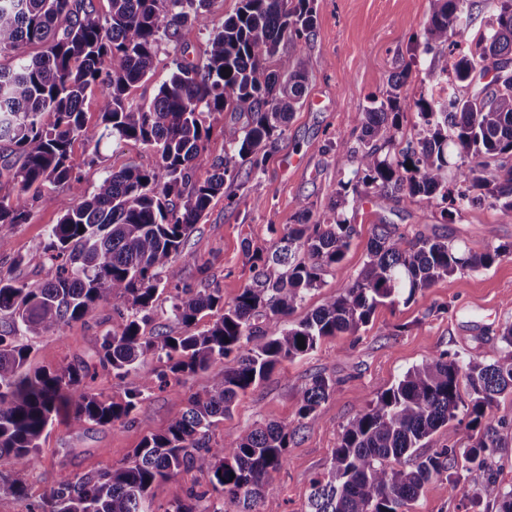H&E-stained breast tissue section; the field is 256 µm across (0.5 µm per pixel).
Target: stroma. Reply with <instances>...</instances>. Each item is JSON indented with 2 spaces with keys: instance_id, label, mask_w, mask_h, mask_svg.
Instances as JSON below:
<instances>
[{
  "instance_id": "obj_1",
  "label": "stroma",
  "mask_w": 512,
  "mask_h": 512,
  "mask_svg": "<svg viewBox=\"0 0 512 512\" xmlns=\"http://www.w3.org/2000/svg\"><path fill=\"white\" fill-rule=\"evenodd\" d=\"M315 27L301 57L307 71L302 106L285 132L268 149L259 170L249 178L229 179L223 193L212 198L186 240L193 263L182 265L179 281L194 290H217L232 302L255 274L254 253L270 256L280 236L297 221V203L306 200L314 218L330 215L336 192L347 180L354 161L336 153L337 141L359 144L364 110L385 97L393 76L410 67L406 88L417 93L429 63L422 51V32L430 13L429 0H310ZM173 47L160 43L151 73L127 92L132 103L149 106L172 71ZM231 111L204 115L211 134L193 162L196 179L208 177L214 160L224 153V141L243 125ZM70 163L86 190H94L106 175L130 166L155 168L159 157L147 145L108 142L93 145L75 139ZM30 218L6 232L0 250V274L28 282H47L55 268L42 258L48 233L75 200L66 186L44 184L31 188ZM357 233L343 260L324 276L320 288L292 314L300 321L342 285L361 273L375 225H389L405 239L444 237L449 242L483 253L512 245V213L480 203L454 220L443 219L434 201L398 202L387 194H368L367 203L347 211ZM176 291L166 287L148 313L146 335L200 331L216 319L201 312L192 328L171 315ZM512 323V259L487 269L456 273L439 279L425 296L407 303H382L369 323L356 333L323 338L311 353L282 360L270 375L239 394L232 412L214 425L210 442L221 445L245 430L278 423L294 429L283 466L273 473L274 491L261 497L255 512H307L311 483L326 471L347 423L405 372L435 353L446 351L469 360H490L501 329ZM110 307L93 315L30 338L26 367L34 371L67 363L87 362L89 391L125 399L128 381L102 368L97 352L102 337L117 330ZM234 357L215 359L208 370L176 379L140 401L129 424L117 427L87 424L70 428L65 417L55 418L39 441V463L26 480L28 497L0 492V512H28L32 500L74 475L111 469L124 462L133 448L153 434L163 433L185 407L186 399L204 393L213 374L234 366ZM323 376L335 391L318 409L315 422L301 424L298 387ZM506 449L489 461L493 479L475 488L450 491L445 479L428 482L412 512H497L501 495L512 490V430L505 432ZM197 470L184 469L157 482L150 493L151 512H169L185 500L189 489L204 483Z\"/></svg>"
}]
</instances>
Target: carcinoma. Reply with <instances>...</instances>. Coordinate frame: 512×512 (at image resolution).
I'll return each mask as SVG.
<instances>
[{"instance_id":"cac0c4a2","label":"carcinoma","mask_w":512,"mask_h":512,"mask_svg":"<svg viewBox=\"0 0 512 512\" xmlns=\"http://www.w3.org/2000/svg\"><path fill=\"white\" fill-rule=\"evenodd\" d=\"M209 2L110 0L103 17L93 0H0V54L28 43L45 46L38 56L0 67V140L24 157L13 173L17 194L0 199V226L27 223V193L35 185L61 184L78 199L43 248L56 264L52 280L0 275V461L11 471L0 477V492L28 496L24 476L36 467L38 441L60 411L74 427L126 423L155 383L148 359L164 358L172 374L186 376L237 353L235 366L215 374L203 394L189 396L165 433L144 438L118 467L50 489L30 512H146L154 483L183 469L207 475L213 490L224 492L239 512H253L272 489L270 475L282 467L291 434L269 424L212 446L211 427L229 414L239 394L266 379L281 360L313 351L322 338L357 332L380 303H407L442 277L512 258V246L473 253L445 238L394 239L387 225L378 224L360 275L297 324L281 325L342 261L357 233L344 212L363 193L390 191L409 203L436 199L447 219L476 201L512 212V167L501 162L512 156V0H498L468 48L451 56L448 35L468 16L467 0H430L423 29V51L431 55L427 86L409 98L401 94L408 73L396 77L386 99L364 110L358 148L339 143L356 167L340 183L332 216L312 223L307 204L299 201L297 223L230 304L215 290L179 287L178 262L193 259L184 254L185 241L211 198L224 180L242 176L243 165L251 172L260 168L261 152L283 134L305 95L300 57L279 58L273 71L268 61L282 40L298 47L314 26L310 0H240L236 14L211 30L203 64L173 59L171 76L150 106L132 104L126 93L151 72L160 42L180 51L183 26H208ZM477 76L490 81L466 92ZM99 84L110 91L99 128L90 130L81 105ZM226 109L246 116V125L224 142L213 173L195 181L193 161L210 136L201 116ZM412 109L421 118L417 137L394 153L385 151L404 136L402 117ZM47 114L54 117L50 125L43 121ZM77 137L97 146L104 140L151 146L164 178L131 166L105 176L88 194L69 164ZM164 282L178 289L171 306L176 321L190 326L208 309L218 312L215 322L182 336L146 335L147 312ZM101 305L112 307L120 331L103 336L100 364L120 380L138 375L122 403L86 391L82 365L28 371L30 348L20 342L82 320ZM334 390L335 382L323 376L298 388L300 419L315 420ZM506 392L512 394V323L488 362H464L441 351L413 366L344 427L330 468L312 481L309 512H410L433 478H445L453 491L462 483L490 481L487 461L505 447L506 423L483 419ZM461 413L479 429L472 446L409 461L413 449ZM172 512H224V503L192 489Z\"/></svg>"}]
</instances>
